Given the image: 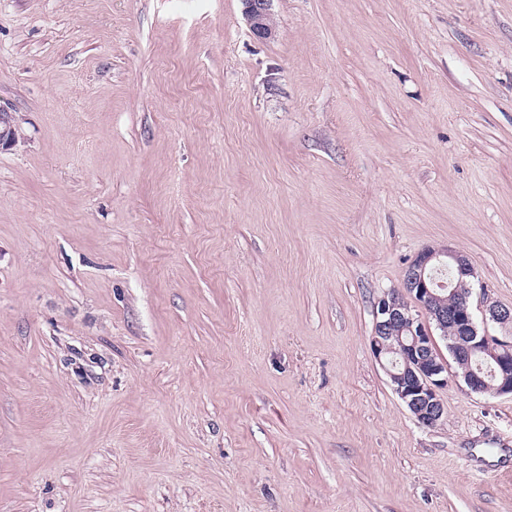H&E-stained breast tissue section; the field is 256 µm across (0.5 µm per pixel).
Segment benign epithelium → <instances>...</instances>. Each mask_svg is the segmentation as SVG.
Segmentation results:
<instances>
[{
    "label": "benign epithelium",
    "mask_w": 512,
    "mask_h": 512,
    "mask_svg": "<svg viewBox=\"0 0 512 512\" xmlns=\"http://www.w3.org/2000/svg\"><path fill=\"white\" fill-rule=\"evenodd\" d=\"M272 0H242L251 32L260 39L274 36L270 5ZM18 142L14 117L0 112V148ZM448 265L456 279L452 289L454 301L443 306L439 301L436 281L429 271ZM475 269L463 253L444 248H426L419 252L405 270L402 288L391 289L380 296L370 348L385 369L392 390L403 401L418 424L434 427L445 417L446 409L440 391L450 380L462 379L474 393L512 396V336L500 338L489 332L488 323L512 324V308L499 305L473 307L471 279ZM411 297L427 314V320L415 317L406 297ZM482 317H477L475 310ZM400 327L406 336L399 347L391 342L393 329ZM446 339L452 334L462 343L449 344L450 357L438 349L434 332ZM401 351L400 356L393 355ZM464 370L449 373L450 363Z\"/></svg>",
    "instance_id": "7a95c632"
}]
</instances>
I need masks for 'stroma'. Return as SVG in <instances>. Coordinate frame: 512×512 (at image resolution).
Instances as JSON below:
<instances>
[{
    "instance_id": "obj_1",
    "label": "stroma",
    "mask_w": 512,
    "mask_h": 512,
    "mask_svg": "<svg viewBox=\"0 0 512 512\" xmlns=\"http://www.w3.org/2000/svg\"><path fill=\"white\" fill-rule=\"evenodd\" d=\"M0 0V512H512V397L370 346L428 247L512 307V0ZM251 32L259 39H269L275 30L271 23L270 5L272 0H241Z\"/></svg>"
}]
</instances>
